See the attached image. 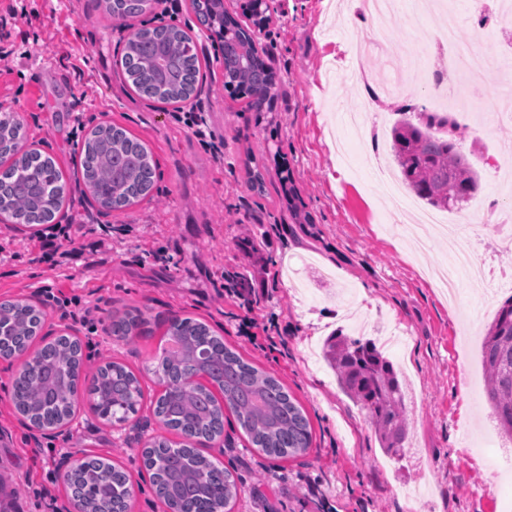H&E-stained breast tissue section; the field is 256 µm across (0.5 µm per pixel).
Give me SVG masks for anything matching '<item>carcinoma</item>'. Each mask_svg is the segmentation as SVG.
<instances>
[{
  "label": "carcinoma",
  "instance_id": "obj_1",
  "mask_svg": "<svg viewBox=\"0 0 512 512\" xmlns=\"http://www.w3.org/2000/svg\"><path fill=\"white\" fill-rule=\"evenodd\" d=\"M150 0H105L117 17L142 15ZM200 25L220 40L224 89L245 95L261 112L274 97L276 80L254 48L250 30L224 11V0H190ZM127 81L138 95L165 104L188 101L196 90L201 61L192 34L172 24L128 33L121 58ZM460 126L447 113L429 112L415 124L401 119L392 128L391 150L403 183L420 199L459 209L479 187V176L461 152ZM22 122L0 115V216L19 224H51L66 204V181L54 158L25 145ZM86 189L102 207L121 210L152 189L156 161L127 130L114 124L93 129L80 154ZM44 312L25 300L0 303V352L32 351L37 374L19 372L13 382L16 411L46 429L67 425L83 367L81 346L68 335L51 341L40 335ZM143 319L112 317L115 339L131 342ZM166 336L179 350L160 358L154 375L162 392L153 415L182 442L161 438L141 451L144 467L167 512H233L241 488L233 473L203 455L190 440L224 435V411L235 417L249 441L274 459L295 458L311 448L308 419L284 386L255 363L228 348L224 338L191 318H173ZM341 389L366 410L391 457L403 452L406 437L402 387L393 363L369 339L334 335L326 354ZM485 397L500 434L512 441V299L497 311L482 343ZM87 391L94 411L107 422L137 413L143 390L135 373L118 361L93 370ZM130 476L109 459L78 460L65 475L68 491L80 495L81 512H101L105 497L112 512H129Z\"/></svg>",
  "mask_w": 512,
  "mask_h": 512
}]
</instances>
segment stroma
<instances>
[{
    "mask_svg": "<svg viewBox=\"0 0 512 512\" xmlns=\"http://www.w3.org/2000/svg\"><path fill=\"white\" fill-rule=\"evenodd\" d=\"M496 16L502 0H446L457 18L455 40L478 52L496 44L495 24L479 25L473 10ZM269 23L258 45L279 85L271 111L248 108L246 96L224 88L219 42L199 37L202 62L189 104L224 140V154L205 151L173 108L139 97L120 59L129 28L165 22L196 25L189 0H153L151 13L120 19L102 0H0V51L16 60L0 70V109L15 112L29 142L53 155L71 187L57 214L76 231L75 260L61 268L42 261L38 230L0 222V300L44 306V333L68 334L92 359L112 356L139 377L146 403L122 423L97 418L82 401L69 425L39 431L12 402L16 360L0 361V472L16 489L22 512H43L34 488L70 503L63 476L74 462L112 457L132 476L130 512H164L141 448L168 430L138 418L161 392L153 374L174 317H192L225 344L280 380L310 423L306 455L274 460L253 450L234 420L206 455L237 475L242 492L234 512H412L407 488L424 484V512H512V443L502 441L485 401L482 338L500 306L512 298V251L495 240L512 231V117L465 129L459 146L478 171L479 189L448 213L461 225L478 263L477 283L459 274V301L449 304L431 274L448 261L444 238L429 231L417 247L405 224L390 218L389 198L376 174L394 170L391 127L401 117L432 111L426 63L448 53L438 41L437 10L413 12L402 0L385 21L353 22L356 0H268ZM405 44L404 67L417 73L408 89L388 97L376 88L384 53H352L354 39ZM356 70V81L338 75ZM116 124L152 151L157 163L149 197L122 210L83 200L75 185L81 144L89 129ZM259 168L265 189L246 185ZM290 177L307 224L296 223L284 194ZM250 225L252 245L268 269V289L240 306L227 297L224 276L248 269L240 244ZM53 288L95 309L97 334L45 307ZM140 310L146 331L126 344L108 332L113 312ZM278 322L284 346L261 351L239 333L241 319ZM364 337L397 330L405 338L388 352L405 381L404 453L388 456L365 410L339 388L322 346L336 328Z\"/></svg>",
    "mask_w": 512,
    "mask_h": 512,
    "instance_id": "35a3bbf8",
    "label": "stroma"
}]
</instances>
